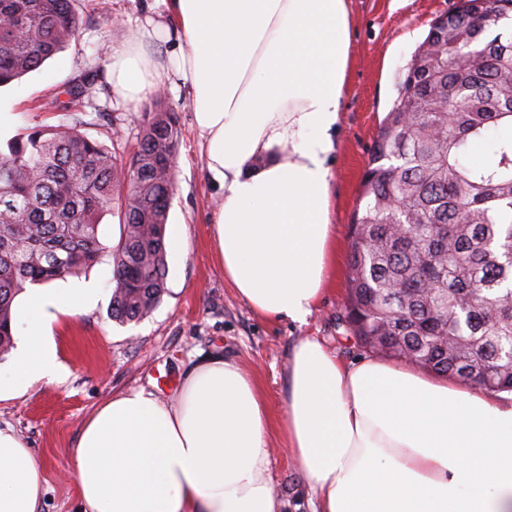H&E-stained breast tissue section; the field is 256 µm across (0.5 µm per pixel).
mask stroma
<instances>
[{
    "instance_id": "obj_1",
    "label": "stroma",
    "mask_w": 512,
    "mask_h": 512,
    "mask_svg": "<svg viewBox=\"0 0 512 512\" xmlns=\"http://www.w3.org/2000/svg\"><path fill=\"white\" fill-rule=\"evenodd\" d=\"M457 0H349V48L345 93L332 172L331 222L336 227V269L306 324L260 316L224 277L210 235L219 190L209 178L193 124L188 89L175 76L161 84L178 116L176 191L169 223L182 225L180 239L167 243V292L139 323L112 320V259L99 260L78 275L98 290L93 308L59 317L54 334L63 379L41 383L22 397L0 402V427L12 428L44 467L42 512H78L75 448L90 414L112 394L145 388L160 401L174 398L186 372L221 354L237 360L255 380L268 409L270 479L277 512H312L317 499L298 472L284 434L288 360L302 339L321 341L344 362L371 353L336 325L349 276L350 226L370 150L398 95L396 77L405 70L432 21ZM78 37L57 57L0 89V113L8 124L0 137L33 127L80 120L81 130L103 143L133 144L148 119L146 103L117 100L104 87L91 100L51 106V98L93 69L106 73L108 47H120L146 19L173 24L170 0H78Z\"/></svg>"
}]
</instances>
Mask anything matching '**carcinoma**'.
<instances>
[{"label":"carcinoma","mask_w":512,"mask_h":512,"mask_svg":"<svg viewBox=\"0 0 512 512\" xmlns=\"http://www.w3.org/2000/svg\"><path fill=\"white\" fill-rule=\"evenodd\" d=\"M76 0H0V87L78 36ZM512 0H458L448 31L430 26L398 74L350 228L338 326L397 336L415 365L512 392ZM99 73L57 95L92 97ZM447 93L452 120L407 99ZM156 94L126 156L78 129L34 127L0 150V356L13 347V304L32 285L75 275L110 249V315L148 316L167 290L166 231L176 189L177 114ZM476 146L484 160L470 159ZM119 219L112 247L101 217Z\"/></svg>","instance_id":"obj_1"}]
</instances>
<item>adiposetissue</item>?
I'll return each mask as SVG.
<instances>
[{"instance_id": "adipose-tissue-1", "label": "adipose tissue", "mask_w": 512, "mask_h": 512, "mask_svg": "<svg viewBox=\"0 0 512 512\" xmlns=\"http://www.w3.org/2000/svg\"><path fill=\"white\" fill-rule=\"evenodd\" d=\"M176 71L221 193L211 232L224 277L259 314L305 324L335 262L331 169L348 67L346 0H171ZM146 20L111 54L113 95L148 99L167 72ZM93 288L15 301L20 348L0 401L66 375L53 324ZM267 405L238 362L188 372L170 404L113 394L75 449L82 512H276ZM286 434L317 512H512V394L387 363L348 364L320 341L288 362ZM45 472L0 428V512H41Z\"/></svg>"}]
</instances>
